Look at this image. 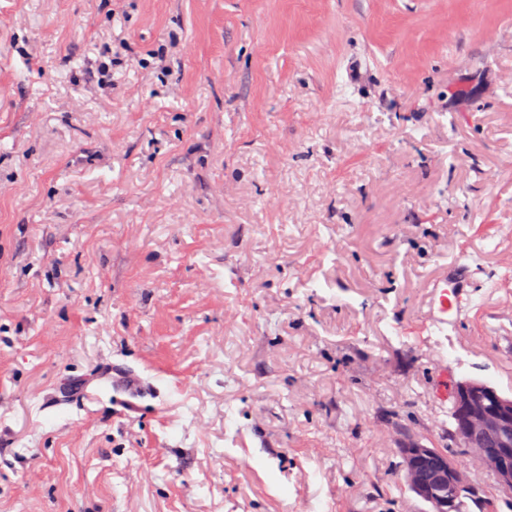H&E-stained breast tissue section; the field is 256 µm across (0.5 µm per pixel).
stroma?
<instances>
[{
  "mask_svg": "<svg viewBox=\"0 0 512 512\" xmlns=\"http://www.w3.org/2000/svg\"><path fill=\"white\" fill-rule=\"evenodd\" d=\"M510 224L512 0H0V512H429L397 429L512 395ZM471 275V268L469 265L465 263H454L448 266V288H458L460 298L454 296L453 303L455 305L456 311H460L464 307L462 306L463 298L461 295L464 293V289L466 287L467 281Z\"/></svg>",
  "mask_w": 512,
  "mask_h": 512,
  "instance_id": "1",
  "label": "stroma"
}]
</instances>
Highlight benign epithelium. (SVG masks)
Segmentation results:
<instances>
[{"label": "benign epithelium", "instance_id": "benign-epithelium-1", "mask_svg": "<svg viewBox=\"0 0 512 512\" xmlns=\"http://www.w3.org/2000/svg\"><path fill=\"white\" fill-rule=\"evenodd\" d=\"M459 414V433L468 444L464 461L450 462L434 449L412 440L402 442L405 458L404 483L412 491L432 502L441 486L458 487L472 469L492 473L499 485L512 487V397L506 399L486 384L460 381L454 387Z\"/></svg>", "mask_w": 512, "mask_h": 512}]
</instances>
